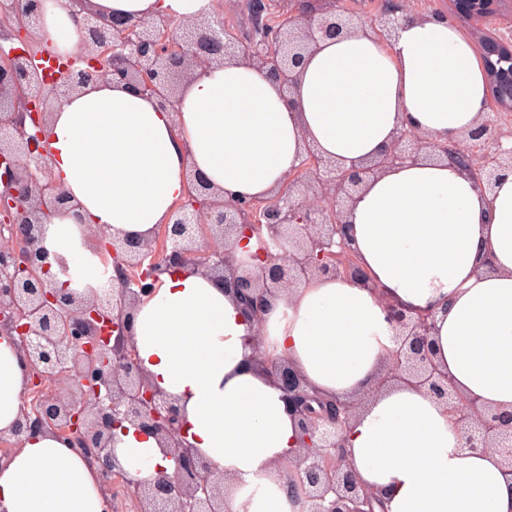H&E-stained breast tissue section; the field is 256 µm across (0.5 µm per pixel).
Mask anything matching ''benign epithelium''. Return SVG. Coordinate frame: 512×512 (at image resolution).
Wrapping results in <instances>:
<instances>
[{
    "mask_svg": "<svg viewBox=\"0 0 512 512\" xmlns=\"http://www.w3.org/2000/svg\"><path fill=\"white\" fill-rule=\"evenodd\" d=\"M279 26L262 43L242 41L224 28L215 13L195 20L159 17L83 19L78 52L64 58L32 49L30 28L41 0H0V34L20 46H0V330L16 335L31 371V383L8 440L9 456L26 438L43 430L64 437L98 464L101 482L126 477L138 512H224L232 480L192 448L180 425L177 402L155 389L138 359L132 318L140 298L151 295L162 271L193 266L224 283L254 318L270 298L298 287L314 275L366 277L349 246L343 206L363 184L390 169L418 160L422 150L466 171L490 191L512 171V147L503 146L499 117L512 112V0H448V14L472 27L488 82L491 111L462 136L482 151L475 166L455 142L432 141L403 131L378 157L348 170L327 163L313 147L272 196L219 197L201 176L176 205L169 223L149 239L107 242L112 254V288L77 295L52 287L48 253L41 246L50 213L77 204L56 183L44 154L50 110L65 92L99 80L128 84L178 112L182 83L196 70L224 65L240 56L276 82L284 97L294 92L305 57L318 42L344 35L359 24L379 29L389 40L411 13L408 0H385L374 18H356L339 0H275ZM257 238L253 253L237 252L242 240ZM395 335L394 347L374 380L378 391L402 382L427 391L449 407L464 449L499 453L504 475L512 478V411L480 410L453 390L448 371L436 359L429 313L411 315L393 304L384 307ZM289 412L297 419L301 452L283 471L299 496L301 512H374L373 499L346 462L344 432L356 403L340 397L309 411L316 396L288 363L270 364ZM132 426L153 436L174 463L138 481L115 459L117 431Z\"/></svg>",
    "mask_w": 512,
    "mask_h": 512,
    "instance_id": "obj_1",
    "label": "benign epithelium"
}]
</instances>
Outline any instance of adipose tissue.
<instances>
[{"label":"adipose tissue","instance_id":"ef3b65f1","mask_svg":"<svg viewBox=\"0 0 512 512\" xmlns=\"http://www.w3.org/2000/svg\"><path fill=\"white\" fill-rule=\"evenodd\" d=\"M102 17L189 20L212 0H88ZM36 36L75 53L68 0H44ZM489 110L485 74L448 19L413 15L385 44L367 27L320 41L293 99L264 70L235 61L184 82L177 113L133 87L94 83L49 116L46 159L78 202L52 215L42 245L77 266L70 290L97 289L89 236L152 237L188 191L190 172L227 199L273 194L313 145L346 170L377 157L404 130L458 139ZM344 218L369 283L317 275L282 294L255 327L222 283L192 267L161 275L132 324L140 364L178 400L194 448L237 482L225 512H300L270 472L297 450L298 429L270 371L285 358L322 397L367 395L393 346L384 301L432 312L438 361L477 407L512 410V174L484 193L447 161L422 155L368 181ZM491 266H484L485 254ZM12 336L0 332V435L10 436L29 385ZM344 438L360 481L387 512H512L497 454H473L446 407L401 383L367 396ZM116 459L140 480L172 471L153 437L119 432ZM96 467L46 431L0 463V512H108Z\"/></svg>","mask_w":512,"mask_h":512}]
</instances>
